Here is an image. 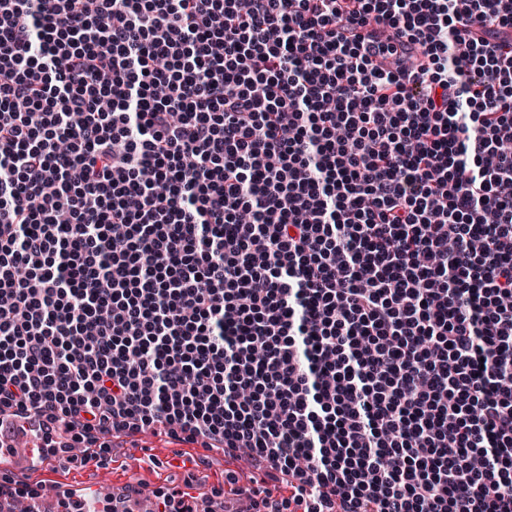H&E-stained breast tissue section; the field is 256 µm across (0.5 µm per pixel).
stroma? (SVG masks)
<instances>
[{
    "mask_svg": "<svg viewBox=\"0 0 512 512\" xmlns=\"http://www.w3.org/2000/svg\"><path fill=\"white\" fill-rule=\"evenodd\" d=\"M104 441L106 449L95 462L84 461L76 452L68 459H52L40 466L16 461L13 467L0 469V487L10 490L26 485L40 495L54 492L71 501L87 491L101 490L126 502L134 496L151 499L189 482L203 505L223 512L226 470L236 471L242 479L253 474L249 459L228 463L219 442L206 450L153 429L133 438L108 434ZM189 456L194 459L190 465L185 462Z\"/></svg>",
    "mask_w": 512,
    "mask_h": 512,
    "instance_id": "stroma-1",
    "label": "stroma"
}]
</instances>
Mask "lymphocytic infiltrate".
Returning <instances> with one entry per match:
<instances>
[{
	"label": "lymphocytic infiltrate",
	"mask_w": 512,
	"mask_h": 512,
	"mask_svg": "<svg viewBox=\"0 0 512 512\" xmlns=\"http://www.w3.org/2000/svg\"><path fill=\"white\" fill-rule=\"evenodd\" d=\"M512 0H0V434L161 424L264 512H512Z\"/></svg>",
	"instance_id": "lymphocytic-infiltrate-1"
}]
</instances>
